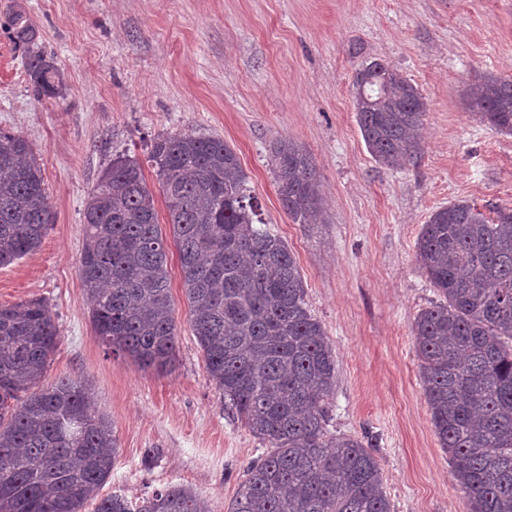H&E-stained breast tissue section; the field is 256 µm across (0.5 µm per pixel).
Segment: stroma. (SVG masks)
Returning a JSON list of instances; mask_svg holds the SVG:
<instances>
[{"label": "stroma", "instance_id": "stroma-1", "mask_svg": "<svg viewBox=\"0 0 512 512\" xmlns=\"http://www.w3.org/2000/svg\"><path fill=\"white\" fill-rule=\"evenodd\" d=\"M17 7L62 75L59 97L29 90L6 29ZM374 59L427 103L418 153L400 169L373 159L356 120L354 78ZM486 75L512 78V0H0V130L31 143L54 216L33 254L0 268V304L41 298L55 312L47 379H84L118 441L102 495L185 485L226 512L269 451L208 375L177 257L168 371L107 354L79 275L84 205L113 154L137 160L154 188L151 140L195 131L236 150L267 229L296 257L336 355L330 431L375 455L391 512H470L434 431L411 327L436 298L416 260L430 214L458 200L484 212L512 203V134L470 106ZM284 138L316 163L324 223H294L280 206L270 149Z\"/></svg>", "mask_w": 512, "mask_h": 512}]
</instances>
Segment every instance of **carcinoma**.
Instances as JSON below:
<instances>
[{"label": "carcinoma", "instance_id": "obj_1", "mask_svg": "<svg viewBox=\"0 0 512 512\" xmlns=\"http://www.w3.org/2000/svg\"><path fill=\"white\" fill-rule=\"evenodd\" d=\"M36 98L62 76L21 9L8 18ZM357 123L376 161L413 158L426 104L396 69L372 60L354 79ZM482 117L512 132V79L473 90ZM150 161L182 272L188 320L209 377L271 451L247 468L227 512H391L379 464L363 442L332 434L328 400L336 360L306 302L288 244L266 228L238 156L224 139L160 133ZM282 210L320 224L324 198L312 157L291 141L273 147ZM488 218L465 200L434 211L416 242L438 295L412 333L425 397L451 475L471 512H512V206ZM52 223L31 143L0 132V267L36 251ZM79 274L106 349L145 368L176 361L168 241L138 162L121 154L88 195ZM60 342L42 299L0 305V512H209L169 486L138 502L112 493L118 443L111 422L70 376L45 383Z\"/></svg>", "mask_w": 512, "mask_h": 512}]
</instances>
